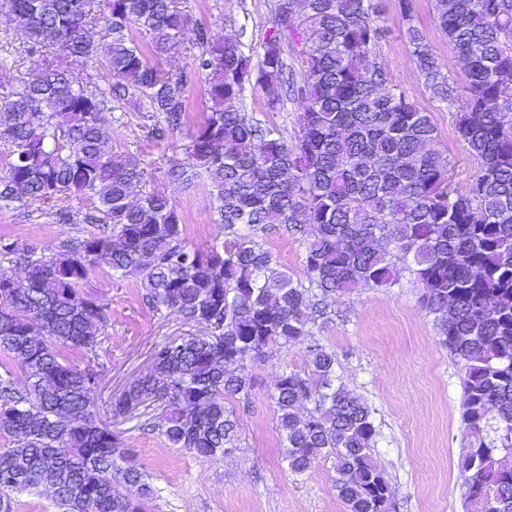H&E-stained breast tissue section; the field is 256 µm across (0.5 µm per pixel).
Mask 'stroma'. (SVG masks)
Here are the masks:
<instances>
[{"mask_svg":"<svg viewBox=\"0 0 512 512\" xmlns=\"http://www.w3.org/2000/svg\"><path fill=\"white\" fill-rule=\"evenodd\" d=\"M180 3L190 23L180 39V56L188 54L194 25H219L228 15L247 26L248 51L260 56L275 0H239L231 8L225 0ZM379 5V23L386 36L378 58L394 83L428 112L436 128L434 150L449 161L454 185L466 187L476 177L478 165L458 136L456 113L431 98L423 86L398 26L396 0H379ZM16 33L15 21L0 15V58L6 59L14 80L27 78L42 65L41 55L29 53ZM111 118L112 150L135 154L149 164L157 188L176 201L188 239L208 244L219 231L208 190L200 185L187 189L166 176L173 160L182 156L184 134L153 139L151 130L158 119L134 98L114 104ZM84 231L81 224L54 223L51 207L38 201L0 208V235L21 243L37 242L46 255L54 253L60 241ZM262 243L274 254L276 270L301 272V236L284 232L264 237ZM397 268L400 280L394 287L362 285L334 301L337 318L314 329L313 339L335 351L341 381L376 410L380 436L372 455L389 482L392 512H466L457 470L465 434L459 378L432 316L418 305L419 285L408 262L398 261ZM79 289L108 303L110 309L95 360L101 369L92 395L97 411H104L112 396L148 372L157 345L197 332L178 316L146 308L140 279H114L107 266L90 270ZM305 366V349L300 345L253 365L256 387L248 407L239 413L243 441L240 448L217 460H198L169 447L150 431L143 416L119 422L126 443L135 448L138 462L150 475L151 512H344L332 488L331 461H319L298 475L290 472L280 454L271 394L284 369Z\"/></svg>","mask_w":512,"mask_h":512,"instance_id":"stroma-1","label":"stroma"}]
</instances>
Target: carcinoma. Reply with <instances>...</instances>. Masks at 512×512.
<instances>
[{
	"instance_id": "obj_1",
	"label": "carcinoma",
	"mask_w": 512,
	"mask_h": 512,
	"mask_svg": "<svg viewBox=\"0 0 512 512\" xmlns=\"http://www.w3.org/2000/svg\"><path fill=\"white\" fill-rule=\"evenodd\" d=\"M411 59L431 97L451 108L453 81L397 0ZM433 19L469 81L456 114L479 172L451 187L450 166L430 148L428 113L379 61L385 37L377 0H276L258 59L247 28L226 37L194 29V52L175 54L188 15L177 0H0V14L44 66L21 85L0 83V207L78 197L57 224H88L50 256L0 236V256L22 275L0 274V354L24 375L0 374V512L11 494L51 493L60 512H150L148 474L90 401L107 304L79 284L104 263L138 277L142 301L199 327L152 355L147 374L112 398V419L141 406L151 428L198 459L240 447L237 406L249 404V367L305 345L307 370H285L271 400L281 454L295 474L331 459L345 512H391L388 480L374 464V411L338 382L336 354L307 341L336 316L331 300L360 283L391 288L394 258L412 260L419 303L433 316L457 369L467 442L457 466L464 498L483 512H512V0H432ZM103 69L101 87L58 57ZM206 84L203 122L167 176L206 179L224 237L206 246L184 235L177 205L141 160L108 150L112 103L137 98L159 119L155 139L188 123V84ZM273 114L297 106L294 134L245 112L246 89ZM284 227L304 237L301 273L268 274L259 235ZM313 404L302 415L298 404ZM137 486L139 497L124 493Z\"/></svg>"
}]
</instances>
